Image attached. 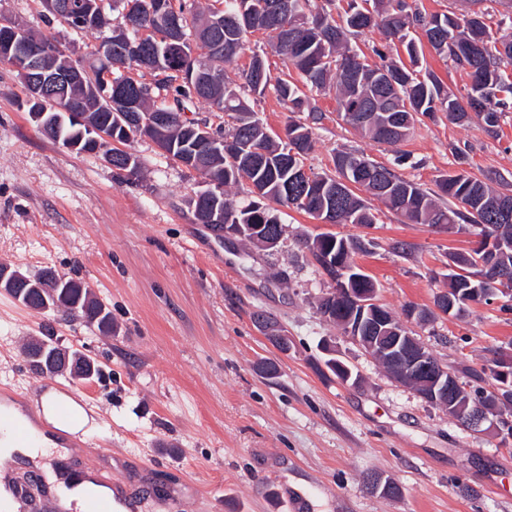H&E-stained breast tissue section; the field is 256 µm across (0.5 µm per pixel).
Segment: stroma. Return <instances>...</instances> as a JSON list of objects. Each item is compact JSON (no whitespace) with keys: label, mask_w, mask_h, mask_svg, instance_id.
<instances>
[{"label":"stroma","mask_w":512,"mask_h":512,"mask_svg":"<svg viewBox=\"0 0 512 512\" xmlns=\"http://www.w3.org/2000/svg\"><path fill=\"white\" fill-rule=\"evenodd\" d=\"M18 21L81 55L103 38L74 34L42 12L39 0H0V23ZM16 71L0 64V264L36 275L51 267L87 285L112 312L113 330L38 314L0 291V384L23 388L24 415L62 381L88 401L86 443L54 455L104 481H121L143 512H273L277 494L303 492L308 512H512V447L474 433L393 382L316 306L331 287L303 247L331 232L373 240L356 255L379 301L395 316L416 305L433 315L415 331L451 370L480 368L512 348V296L470 305L459 316L433 310L445 286L449 252L473 236L409 224L374 204L377 221L323 225L304 212L279 210L286 234L271 251L218 238L190 204L200 177L148 138L132 145L142 162L135 183L117 181L94 155H76L41 133L21 101ZM323 114L307 159L331 170L341 148L391 163L409 153L402 175L425 187L455 171L466 149L470 174L512 183V113L498 137L478 122L445 114L425 120L400 147L362 138L338 119L336 100L320 95ZM402 241L410 257L390 249ZM263 311L288 331L281 353L256 329ZM48 339L91 353L99 373L81 382L33 369L28 343ZM350 365L358 384L322 375L326 355ZM380 475L401 494L381 498L365 479Z\"/></svg>","instance_id":"35a3bbf8"}]
</instances>
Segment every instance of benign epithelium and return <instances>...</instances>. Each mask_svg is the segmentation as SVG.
I'll use <instances>...</instances> for the list:
<instances>
[{
    "mask_svg": "<svg viewBox=\"0 0 512 512\" xmlns=\"http://www.w3.org/2000/svg\"><path fill=\"white\" fill-rule=\"evenodd\" d=\"M46 13L60 18L71 16L80 26L86 27L91 16L73 0H42ZM0 38L6 42V49L13 57L27 87L25 103L38 127L44 126V118L53 103L57 80L47 75L41 61L48 55L57 58L65 54L53 42H30L25 37V26L13 22L0 26ZM200 139L211 148L224 146V137L216 128L198 124ZM211 221L224 225V235L241 239H253L257 247L272 249L282 240V236L261 232V224H226L224 212L213 211ZM512 248L493 236H483L475 241L473 248H482L485 258L478 260L477 268L483 271L472 279L480 285L468 289L466 296H452L448 290L437 295L436 309L446 316L453 311L464 309L478 301L490 299L505 292L502 284L507 276L494 274L490 269L497 258ZM315 264L331 281V294L343 297L350 302V310L341 321L344 335L360 346L374 360L385 368L390 378L397 384L414 391L427 404L438 408L448 416L463 422L464 427L473 432L489 433L504 444L512 442V351L497 354L495 361L486 370L496 374L500 383L483 389L463 385L448 375V369L414 335L411 326L425 320L422 309L410 305L404 318L398 319L384 314V308L376 300V289L368 293H355L347 288L345 272L353 264L352 255L332 257L328 254L314 258ZM254 322L264 333L265 338L283 351H288V336L283 327L269 322L265 315L256 314Z\"/></svg>",
    "mask_w": 512,
    "mask_h": 512,
    "instance_id": "benign-epithelium-1",
    "label": "benign epithelium"
}]
</instances>
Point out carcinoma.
Instances as JSON below:
<instances>
[{
	"mask_svg": "<svg viewBox=\"0 0 512 512\" xmlns=\"http://www.w3.org/2000/svg\"><path fill=\"white\" fill-rule=\"evenodd\" d=\"M371 3V8L359 2ZM98 12L111 10L112 63L108 67L98 49L86 53L76 63L82 66V80L70 85L57 102L58 110L47 113L48 126L42 133L61 143L79 140L80 131L66 121L64 109L77 101L89 112L91 124L103 126L118 146L112 151L132 158L128 167L113 168L120 182L139 177V157L127 146L138 136L160 142L168 156L184 167L219 183L224 188L249 183L253 200L242 204L222 190L208 201L193 202L197 219L209 224L213 206L224 208L226 224H278L275 203L293 207L309 216L320 209L332 212L337 224L375 223L367 201L356 190L362 188L380 200L387 209L411 224L478 225L489 233L512 237V205L501 209V201H512L508 185L498 189L493 179L477 178L464 170L442 174L435 188L404 178L396 168L407 156L397 152L393 165L378 163L359 151L338 150L332 157L334 173L309 169V176L298 177L295 171L305 167L306 157L314 149L312 127L296 120L288 121L286 142L275 139L256 116L250 99L262 97L271 89L292 113L309 112L313 123L322 114L311 105L307 92L335 90L337 116L361 135L377 143L397 145L407 140L422 118L443 112L452 123L463 125L473 119L481 121L483 131L492 137L500 132V121L512 112V80L501 70L505 60L512 62V31L498 37L486 23L487 13L475 19L445 13H427L408 4L407 0H348L347 9L335 19L336 0H288V13L281 21L288 24L290 40L275 49L284 57L286 72L274 78L265 58L252 52L242 82L224 77V65L234 63L247 50L246 34L266 31L264 23L239 28L238 22L263 17L269 4L280 0H213L207 14L224 16V26L212 35L200 30L204 15L195 0H92ZM170 11L180 16L184 31L195 30L198 42L185 41L179 47L166 44V18ZM133 25H128V22ZM383 32L387 43L371 48L378 61L361 63L358 74L343 78L341 69L352 49L348 36H359L369 29ZM398 37L409 62L392 57L393 37ZM454 68L465 72L470 84L460 97L448 95L441 79L432 71L418 70L422 43ZM150 53L161 62L147 84L134 77L141 71L139 56ZM206 68L207 88L193 91L183 74ZM297 71L302 81L295 80ZM108 86L112 96L131 98L133 110L117 115L119 109L107 110L96 91ZM197 103L208 104L224 114L218 123L224 137L235 140L238 154L229 160L224 151H194V128L178 120L192 111ZM349 176L352 186L333 196L337 180ZM57 289L59 308L72 321L95 325L102 332L112 331V313L88 287L51 269L44 270L37 281ZM344 301L321 297L317 310L341 319ZM55 347L47 341H35L28 349L33 366L43 373H54Z\"/></svg>",
	"mask_w": 512,
	"mask_h": 512,
	"instance_id": "obj_1",
	"label": "carcinoma"
}]
</instances>
